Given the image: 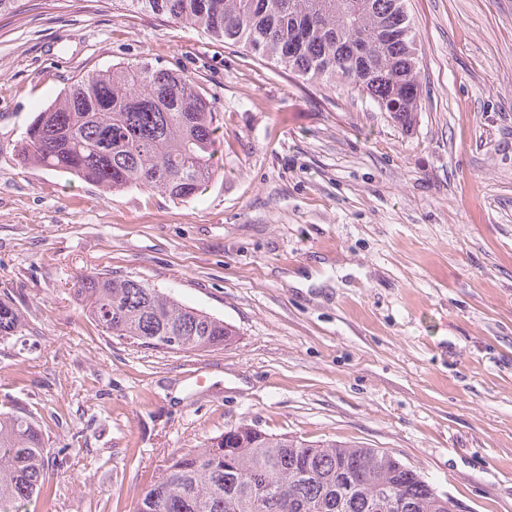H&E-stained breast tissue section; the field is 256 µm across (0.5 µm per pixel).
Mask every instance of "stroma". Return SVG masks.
<instances>
[{
  "label": "stroma",
  "mask_w": 512,
  "mask_h": 512,
  "mask_svg": "<svg viewBox=\"0 0 512 512\" xmlns=\"http://www.w3.org/2000/svg\"><path fill=\"white\" fill-rule=\"evenodd\" d=\"M411 132L344 84L122 0L0 18V411L55 464L28 512H134L174 451L241 423L390 451L464 512H512V0H406ZM148 61L216 100L222 174L181 202L25 166L36 112ZM132 276L233 326L207 350L106 335L76 283ZM25 324L16 307L7 301L0 300V339L22 336Z\"/></svg>",
  "instance_id": "35a3bbf8"
}]
</instances>
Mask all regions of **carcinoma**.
<instances>
[{
    "label": "carcinoma",
    "instance_id": "1",
    "mask_svg": "<svg viewBox=\"0 0 512 512\" xmlns=\"http://www.w3.org/2000/svg\"><path fill=\"white\" fill-rule=\"evenodd\" d=\"M210 36L244 42L310 82L346 81L401 129L417 121L421 76L405 0H125ZM223 124L215 99L183 74L149 63L87 72L36 113L22 163L110 191L139 188L187 201L221 175ZM89 316L109 336L176 350L226 345L224 321L132 277L78 281ZM0 300V339L22 335ZM49 456L40 425L0 413V512L40 494ZM452 502L389 452L258 433L240 424L201 449L173 453L136 512H451Z\"/></svg>",
    "mask_w": 512,
    "mask_h": 512
}]
</instances>
